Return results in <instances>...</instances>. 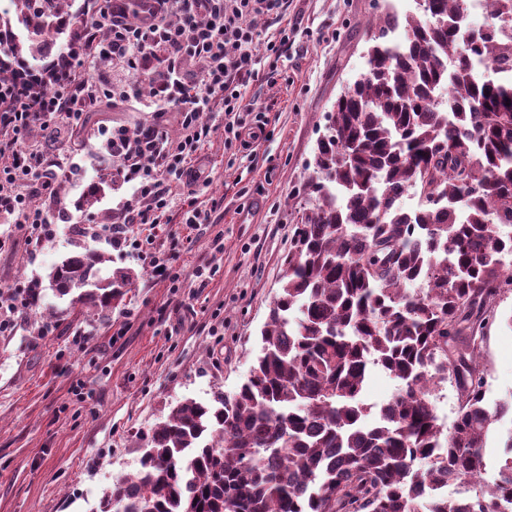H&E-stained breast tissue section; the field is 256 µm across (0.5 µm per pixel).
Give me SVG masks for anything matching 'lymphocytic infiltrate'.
Instances as JSON below:
<instances>
[{
	"instance_id": "f902f5d3",
	"label": "lymphocytic infiltrate",
	"mask_w": 512,
	"mask_h": 512,
	"mask_svg": "<svg viewBox=\"0 0 512 512\" xmlns=\"http://www.w3.org/2000/svg\"><path fill=\"white\" fill-rule=\"evenodd\" d=\"M137 22L126 19L123 8L100 10L94 29L107 30L106 43L91 42V60H112L114 78L103 86L86 65L75 69L54 92L44 93L15 81L0 80V183L15 186L12 194H0V215L14 223L44 230L48 211L33 206V198L52 197L56 184L67 174L63 159L34 148H22L25 134L33 127L49 128L60 118L79 122L86 108L100 97L113 103L128 101L132 80L146 74L153 90L151 104L158 119L174 112L184 131L177 145H170L166 132L154 125L137 136L113 130L104 142V162H121L139 183L124 205L126 214L140 223L156 224L170 210L168 177L196 184L191 162L211 135L210 125L200 115L221 106L228 121L224 130L237 135V114L249 111L243 90L258 77L260 57L255 52L259 33L254 19L262 18L280 27L279 38L265 49L278 55L288 46V30L281 22L287 0H137ZM198 66L195 78L182 73L185 62Z\"/></svg>"
}]
</instances>
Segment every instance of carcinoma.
Wrapping results in <instances>:
<instances>
[{
	"mask_svg": "<svg viewBox=\"0 0 512 512\" xmlns=\"http://www.w3.org/2000/svg\"><path fill=\"white\" fill-rule=\"evenodd\" d=\"M367 31V71L337 99L317 143L306 207L248 379L210 403L187 399L153 429L133 475L100 512H500L511 457L474 497L423 502L422 489L483 469L491 408L478 335L512 289V0H427ZM75 0H9L0 73L61 76L92 35ZM410 196L411 210L400 200ZM90 228L49 286L102 318L131 287ZM424 287L416 294L408 286ZM375 367L399 383L370 422L361 393ZM459 406L438 422L432 387ZM458 393L453 383L445 382L441 385L435 399L436 412L439 423L450 428L458 407ZM440 397V399H439Z\"/></svg>",
	"mask_w": 512,
	"mask_h": 512,
	"instance_id": "1",
	"label": "carcinoma"
}]
</instances>
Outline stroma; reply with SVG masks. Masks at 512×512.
Here are the masks:
<instances>
[{"instance_id": "35a3bbf8", "label": "stroma", "mask_w": 512, "mask_h": 512, "mask_svg": "<svg viewBox=\"0 0 512 512\" xmlns=\"http://www.w3.org/2000/svg\"><path fill=\"white\" fill-rule=\"evenodd\" d=\"M390 8L404 14L416 3L288 0L295 30L278 76L245 90L246 102L263 112L262 131L243 148L226 141L223 113H204L214 132L195 162L202 185L192 192L185 180L169 179V223L127 224L142 250L95 241L104 270L135 275L106 319L57 296L47 275L70 251L72 225L120 221L132 197L133 183L117 177L96 203L81 202L103 176L95 166L101 130L138 132L156 115L140 95L118 105L104 97L79 125L61 124L55 141L27 134L29 144L50 146L73 168L58 200H36L68 215L54 237L31 242L27 230L0 218V290L21 297L40 289L36 305L0 333V512H97L104 493L137 471L171 407L233 394L246 380L294 245L298 196L326 116L367 68V21ZM191 204L210 212L212 223H182ZM154 258L167 275L153 272ZM201 269L210 278L199 280ZM492 311L481 342L490 405L512 395V291Z\"/></svg>"}]
</instances>
